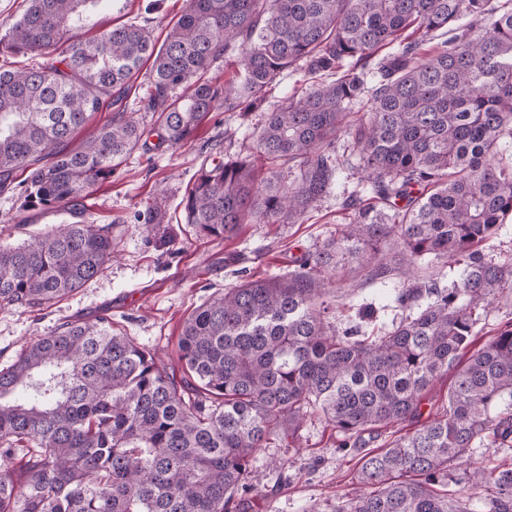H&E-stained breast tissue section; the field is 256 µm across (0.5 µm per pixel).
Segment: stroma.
Segmentation results:
<instances>
[{
  "label": "stroma",
  "instance_id": "35a3bbf8",
  "mask_svg": "<svg viewBox=\"0 0 512 512\" xmlns=\"http://www.w3.org/2000/svg\"><path fill=\"white\" fill-rule=\"evenodd\" d=\"M183 5L184 0H101L95 11L103 25L134 22L149 27L160 42ZM262 120L259 112L243 120L220 111L186 146L135 150L87 203L89 220L111 225L116 258L48 309L0 307V367L37 336L105 310L116 329L158 350L167 367L181 369L177 340L196 307L243 278L287 274L296 257L334 234L347 213L332 195L309 211L306 223L243 224L227 240L198 238L188 224L182 200L202 161L223 159L225 145L237 150L251 143ZM21 203L18 192L0 193L2 245L20 244L62 220L60 214L37 211L32 223H17ZM329 301L340 322L354 319L369 303L376 308L377 326L391 327L402 316L379 300L375 284L362 274H343ZM299 436L294 448L274 439L258 449L259 481L240 512H332L351 489L357 460L337 451L336 432L325 418H309Z\"/></svg>",
  "mask_w": 512,
  "mask_h": 512
}]
</instances>
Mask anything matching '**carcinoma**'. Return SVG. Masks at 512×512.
I'll list each match as a JSON object with an SVG mask.
<instances>
[{
    "instance_id": "carcinoma-1",
    "label": "carcinoma",
    "mask_w": 512,
    "mask_h": 512,
    "mask_svg": "<svg viewBox=\"0 0 512 512\" xmlns=\"http://www.w3.org/2000/svg\"><path fill=\"white\" fill-rule=\"evenodd\" d=\"M510 1L184 0L158 47L139 24L101 28V0H28L0 54L45 61L0 70V189L20 188L21 224L37 210L74 220L0 245L1 307L47 309L96 277L112 231L80 218L84 200L143 138L184 146L221 108L266 115L250 152L200 164L183 199L199 236L301 224L347 171L370 196L348 195L349 223L288 275L248 277L196 308L178 337L181 378L108 313L22 349L0 369V512H240L272 437L294 446L320 413L338 449L356 452L366 430L418 418L450 372L448 402L362 454L358 488L334 512H470L474 500L512 512V466H477L461 493L448 489L455 459L512 447V321L474 345L485 310L512 289V256L484 252L512 217ZM85 27L99 33L73 39ZM437 31L445 39L423 52L420 38ZM232 55L238 80L203 79ZM147 63L145 130L126 101ZM299 63L336 79L265 110ZM110 108V122L70 146ZM254 153L271 170L261 184ZM450 263L460 269L442 286ZM347 267L406 315L388 330L372 326L370 307L356 324L331 322L327 297Z\"/></svg>"
}]
</instances>
